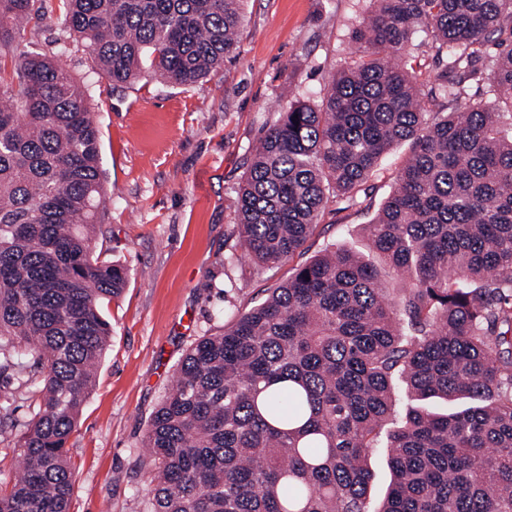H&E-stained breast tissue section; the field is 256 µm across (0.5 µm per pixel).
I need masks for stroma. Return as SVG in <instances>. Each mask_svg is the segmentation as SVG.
<instances>
[{
  "label": "stroma",
  "instance_id": "1",
  "mask_svg": "<svg viewBox=\"0 0 512 512\" xmlns=\"http://www.w3.org/2000/svg\"><path fill=\"white\" fill-rule=\"evenodd\" d=\"M42 7L44 23L26 28L20 48L55 58L88 89L104 186L95 251L126 274L121 295L100 306L112 335L66 443L75 474L70 512H151L154 464L142 441L185 354L325 247L369 253L363 226L409 147L382 157L358 203H328L302 253L273 268L254 265L234 216L253 149L289 103L318 98L355 60L352 32L371 14V0H245L237 55L189 86L148 68L132 84L112 85L80 44L62 42L60 0ZM41 378L32 371L23 385L0 376V404L12 410L0 424V471L20 472L15 435Z\"/></svg>",
  "mask_w": 512,
  "mask_h": 512
}]
</instances>
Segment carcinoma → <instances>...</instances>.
Instances as JSON below:
<instances>
[{
  "label": "carcinoma",
  "instance_id": "carcinoma-1",
  "mask_svg": "<svg viewBox=\"0 0 512 512\" xmlns=\"http://www.w3.org/2000/svg\"><path fill=\"white\" fill-rule=\"evenodd\" d=\"M37 0H0V374L43 369L0 476V512H70L67 440L125 285L94 255L100 133L87 90L18 51ZM65 33L102 75L141 65L205 79L237 50L243 0H60ZM358 57L317 103L267 130L237 192L245 255L301 251L332 199L355 200L382 155H411L371 223L370 249L404 288L394 301L364 255L327 249L259 306L186 354L143 439L153 512H373L377 448L393 479L378 512H512V0H375ZM423 92L395 59L425 43ZM486 99L466 101L484 47ZM428 97L437 111L424 110ZM410 406L396 417L394 375ZM431 399H465L441 413Z\"/></svg>",
  "mask_w": 512,
  "mask_h": 512
}]
</instances>
